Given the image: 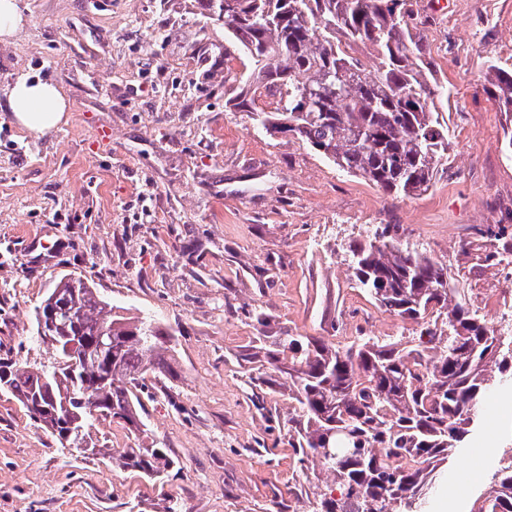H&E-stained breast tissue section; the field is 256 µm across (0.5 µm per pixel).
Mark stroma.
<instances>
[{"instance_id":"stroma-1","label":"stroma","mask_w":512,"mask_h":512,"mask_svg":"<svg viewBox=\"0 0 512 512\" xmlns=\"http://www.w3.org/2000/svg\"><path fill=\"white\" fill-rule=\"evenodd\" d=\"M0 41V362L49 364L34 309L66 275L175 332L174 377L146 376L147 435L178 472L151 480L67 447L0 392V512H308L288 446L287 398L251 400L237 360L256 329L346 345L413 326L352 286L344 248L395 224L448 267L483 314L512 297L487 229L512 226V120L489 100L486 57L512 66V0H412L410 27L437 82L448 160L427 191L390 195L299 140L229 107L247 62L199 0H17ZM54 84L66 120L44 135L7 106L20 78ZM490 455L457 496L444 467L426 512H470Z\"/></svg>"}]
</instances>
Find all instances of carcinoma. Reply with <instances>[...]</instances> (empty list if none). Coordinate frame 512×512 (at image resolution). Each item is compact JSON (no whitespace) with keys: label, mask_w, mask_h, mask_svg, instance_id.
I'll list each match as a JSON object with an SVG mask.
<instances>
[{"label":"carcinoma","mask_w":512,"mask_h":512,"mask_svg":"<svg viewBox=\"0 0 512 512\" xmlns=\"http://www.w3.org/2000/svg\"><path fill=\"white\" fill-rule=\"evenodd\" d=\"M224 22L232 47L251 65L245 108L271 98L255 121L267 133L290 134L340 170L388 193L429 188L448 151V128L412 45L409 0H205ZM369 46L372 63L355 55ZM485 88L512 112V68L488 58ZM389 227L349 245L354 285L376 305L416 325L411 336H355L336 347L317 336L265 335L268 315L252 310L257 336L242 355L252 391L288 397V446L299 463L315 462L339 490L314 485L310 512H423L438 470L468 447L481 427L485 398L512 383V318L479 314L446 264L410 248ZM512 267L509 241L484 255ZM69 296L59 308L52 347L67 359V337L87 340L75 375L58 366L0 364V391L23 408L39 400L36 420L58 439L53 416L62 397L84 420L96 415L143 432L136 394L148 373L174 375L173 333L149 316L115 311L88 280L63 277L53 288ZM101 328L112 339L100 345ZM87 451L148 477L170 473L175 460L157 444L112 451L88 439ZM475 512H512V448L502 453Z\"/></svg>","instance_id":"1"}]
</instances>
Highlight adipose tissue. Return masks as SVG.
Here are the masks:
<instances>
[{"label": "adipose tissue", "mask_w": 512, "mask_h": 512, "mask_svg": "<svg viewBox=\"0 0 512 512\" xmlns=\"http://www.w3.org/2000/svg\"><path fill=\"white\" fill-rule=\"evenodd\" d=\"M8 103L16 122L33 134L55 128L66 111V101L57 87L40 80H17L9 91Z\"/></svg>", "instance_id": "obj_1"}]
</instances>
